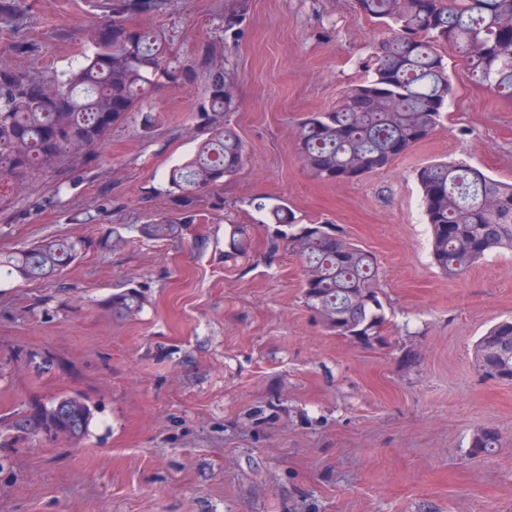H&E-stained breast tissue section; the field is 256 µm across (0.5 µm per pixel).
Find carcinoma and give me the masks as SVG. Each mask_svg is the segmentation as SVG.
I'll return each instance as SVG.
<instances>
[{
	"instance_id": "carcinoma-1",
	"label": "carcinoma",
	"mask_w": 512,
	"mask_h": 512,
	"mask_svg": "<svg viewBox=\"0 0 512 512\" xmlns=\"http://www.w3.org/2000/svg\"><path fill=\"white\" fill-rule=\"evenodd\" d=\"M362 13L388 35L369 55L361 81L335 108L310 113L299 126L297 147L308 172L325 182L353 181L388 168L444 119L451 93L448 62L439 51L451 45L479 85L512 97V0H358ZM167 0H112V22L85 31L75 65L35 79L0 68V185L21 186L27 174L79 158L104 145L163 77L177 79L162 35L133 30L126 17L156 14ZM207 96L200 110L208 137L167 173L169 213L136 227L143 238L164 241L196 221L198 195L219 188L241 169L245 144L237 132L210 117L231 109L232 93L222 62L210 61ZM431 257L450 276H462L500 249L512 251V183L473 167L431 163L416 174ZM267 223L302 262L306 305L337 336L371 343L381 338L386 315L376 260L343 238L331 224H301L284 204L258 202ZM225 256L248 249L247 231L226 216ZM78 239L48 238L0 257V280L36 281L59 273L81 253ZM134 288L112 293V317L127 319L142 309ZM473 365L489 380L512 382V321L491 327L476 342ZM94 411L87 399L61 396L35 407L11 427L24 433L54 432L71 440L89 431ZM498 444L490 428L474 433L471 454L489 455Z\"/></svg>"
}]
</instances>
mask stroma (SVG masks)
I'll return each instance as SVG.
<instances>
[{"mask_svg":"<svg viewBox=\"0 0 512 512\" xmlns=\"http://www.w3.org/2000/svg\"><path fill=\"white\" fill-rule=\"evenodd\" d=\"M103 2L24 0L16 23L0 24V67L67 69L84 31L103 24ZM232 2L169 0L127 18L160 30L184 67L144 102L154 125L132 118L90 158L0 187V254L84 243L53 277L0 283V512H512V383L472 363L478 338L512 319V252L442 273L416 180L448 160L512 183V101L475 85L442 46L453 94L429 137L361 180H317L297 150L299 122L361 80L386 30L356 0H248L229 30ZM214 56L245 163L201 195L182 238L141 239L136 225L167 209L168 170L203 137ZM256 198L338 225L375 255L383 341L325 329L304 302L301 261L272 250ZM228 215L248 227V259L224 258ZM123 287L142 295L137 318L112 316ZM62 395L94 408L79 443L9 429ZM483 428L499 444L475 457Z\"/></svg>","mask_w":512,"mask_h":512,"instance_id":"1","label":"stroma"}]
</instances>
